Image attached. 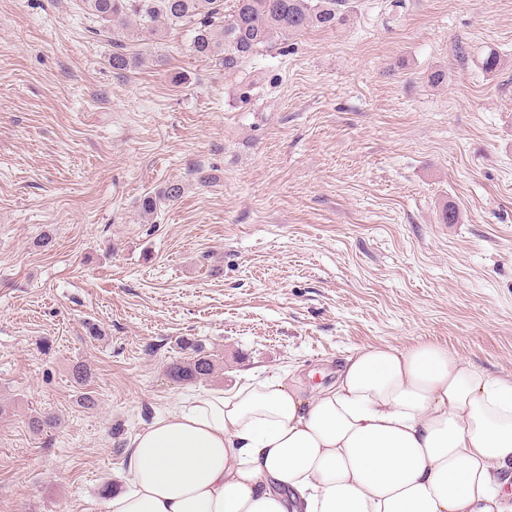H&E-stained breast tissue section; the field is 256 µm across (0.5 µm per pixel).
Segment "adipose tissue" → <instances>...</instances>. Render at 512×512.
Here are the masks:
<instances>
[{"label": "adipose tissue", "instance_id": "obj_1", "mask_svg": "<svg viewBox=\"0 0 512 512\" xmlns=\"http://www.w3.org/2000/svg\"><path fill=\"white\" fill-rule=\"evenodd\" d=\"M105 512H512V377L368 347L307 394L274 375L137 432Z\"/></svg>", "mask_w": 512, "mask_h": 512}]
</instances>
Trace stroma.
Masks as SVG:
<instances>
[{
	"label": "stroma",
	"mask_w": 512,
	"mask_h": 512,
	"mask_svg": "<svg viewBox=\"0 0 512 512\" xmlns=\"http://www.w3.org/2000/svg\"><path fill=\"white\" fill-rule=\"evenodd\" d=\"M349 3L247 88L174 32L115 72L79 0H0V512H105L129 438L181 400L312 393L361 348L512 376V0ZM184 339L213 377L170 375ZM183 186L180 181H172L154 193H148L140 199V210L143 214H153L162 204L174 202L183 194Z\"/></svg>",
	"instance_id": "stroma-1"
}]
</instances>
